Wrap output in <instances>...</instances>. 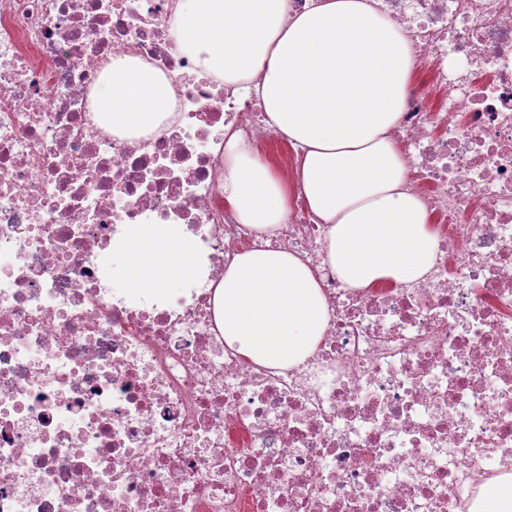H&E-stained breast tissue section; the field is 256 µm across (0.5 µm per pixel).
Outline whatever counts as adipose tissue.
<instances>
[{"label":"adipose tissue","mask_w":512,"mask_h":512,"mask_svg":"<svg viewBox=\"0 0 512 512\" xmlns=\"http://www.w3.org/2000/svg\"><path fill=\"white\" fill-rule=\"evenodd\" d=\"M184 0L174 25L204 75L253 83L269 123L301 153L296 183L230 137L224 204L259 230L284 223L292 186L327 223V259L349 287L419 279L437 248L431 219L403 191L406 166L387 136L412 80L410 46L367 0ZM113 130L150 134L174 108L169 79L134 56L114 58L95 96ZM134 292L164 293L194 271L195 243L178 224H134L121 242ZM225 342L266 366L303 364L327 324L314 271L281 248L251 249L216 296Z\"/></svg>","instance_id":"obj_1"}]
</instances>
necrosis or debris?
<instances>
[{
  "label": "necrosis or debris",
  "instance_id": "necrosis-or-debris-1",
  "mask_svg": "<svg viewBox=\"0 0 512 512\" xmlns=\"http://www.w3.org/2000/svg\"><path fill=\"white\" fill-rule=\"evenodd\" d=\"M180 0H0V512H478L512 476V0H369L410 44L387 136L435 218L420 280L347 287L295 197L272 234L224 205L225 132L283 143L257 96L196 77ZM134 54L171 81L153 134L92 95ZM131 224H181L197 272L114 291ZM316 270L305 363L230 348L215 294L263 240Z\"/></svg>",
  "mask_w": 512,
  "mask_h": 512
}]
</instances>
